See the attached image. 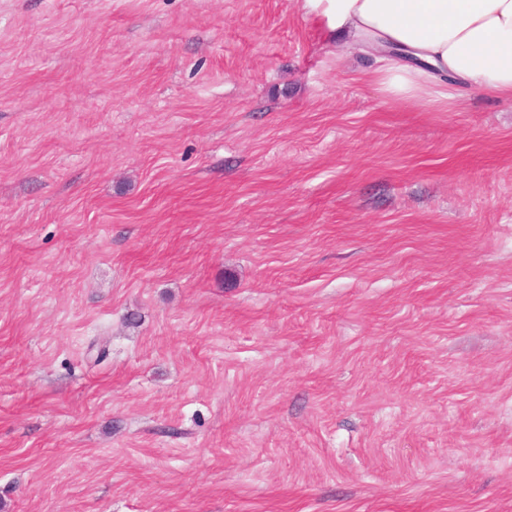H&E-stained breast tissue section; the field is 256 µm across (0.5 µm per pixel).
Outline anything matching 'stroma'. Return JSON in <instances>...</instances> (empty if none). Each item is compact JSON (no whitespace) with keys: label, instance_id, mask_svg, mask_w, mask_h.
<instances>
[{"label":"stroma","instance_id":"35a3bbf8","mask_svg":"<svg viewBox=\"0 0 512 512\" xmlns=\"http://www.w3.org/2000/svg\"><path fill=\"white\" fill-rule=\"evenodd\" d=\"M336 51L0 0V512H512V102Z\"/></svg>","mask_w":512,"mask_h":512}]
</instances>
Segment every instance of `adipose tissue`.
<instances>
[{"mask_svg": "<svg viewBox=\"0 0 512 512\" xmlns=\"http://www.w3.org/2000/svg\"><path fill=\"white\" fill-rule=\"evenodd\" d=\"M301 8L369 63L393 104L444 111L472 90L512 101V0H301Z\"/></svg>", "mask_w": 512, "mask_h": 512, "instance_id": "adipose-tissue-1", "label": "adipose tissue"}]
</instances>
